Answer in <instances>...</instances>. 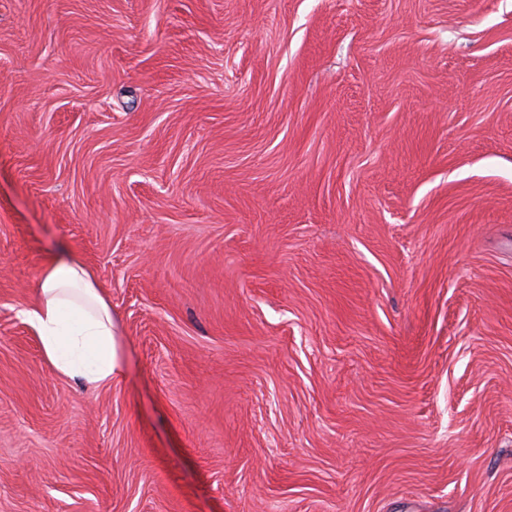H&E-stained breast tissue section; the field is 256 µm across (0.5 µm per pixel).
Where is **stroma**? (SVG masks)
Here are the masks:
<instances>
[{"label":"stroma","instance_id":"35a3bbf8","mask_svg":"<svg viewBox=\"0 0 512 512\" xmlns=\"http://www.w3.org/2000/svg\"><path fill=\"white\" fill-rule=\"evenodd\" d=\"M0 512H512V0H0ZM33 303L18 316L35 332L45 360L57 374L88 385L122 374L125 347L112 307L89 267L61 250L43 263Z\"/></svg>","mask_w":512,"mask_h":512}]
</instances>
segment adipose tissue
<instances>
[{"mask_svg":"<svg viewBox=\"0 0 512 512\" xmlns=\"http://www.w3.org/2000/svg\"><path fill=\"white\" fill-rule=\"evenodd\" d=\"M33 292V303L18 315L35 332L57 374L88 385L121 375L125 347L112 307L75 253L61 250L49 256Z\"/></svg>","mask_w":512,"mask_h":512,"instance_id":"adipose-tissue-1","label":"adipose tissue"}]
</instances>
